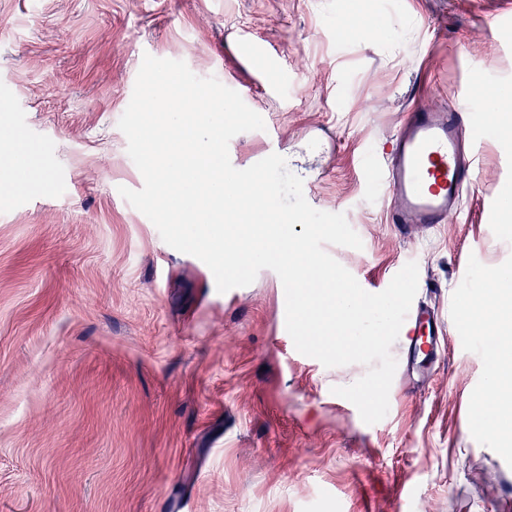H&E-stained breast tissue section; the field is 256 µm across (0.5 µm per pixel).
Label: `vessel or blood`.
<instances>
[{
    "mask_svg": "<svg viewBox=\"0 0 512 512\" xmlns=\"http://www.w3.org/2000/svg\"><path fill=\"white\" fill-rule=\"evenodd\" d=\"M256 67L259 88L280 93L286 66L280 53L248 34L238 38ZM463 111L418 109L394 139L371 148L361 161L364 182L394 201L387 211V223L397 227L410 224H444L450 215L460 213L465 186L474 181L475 170L462 150L463 133L481 134L488 115L475 92H468ZM436 312L423 305H412L400 330L409 349L432 356L436 353L434 327Z\"/></svg>",
    "mask_w": 512,
    "mask_h": 512,
    "instance_id": "1",
    "label": "vessel or blood"
}]
</instances>
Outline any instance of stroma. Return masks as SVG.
Wrapping results in <instances>:
<instances>
[{
    "mask_svg": "<svg viewBox=\"0 0 512 512\" xmlns=\"http://www.w3.org/2000/svg\"><path fill=\"white\" fill-rule=\"evenodd\" d=\"M352 9L354 36L336 22ZM499 0H0V512H512V451L473 397L493 362L477 297L512 270V129L480 138L476 188L447 223L404 236L359 154L418 108L480 85L512 114V19ZM246 31L288 63L256 88ZM237 91L275 153L362 249L328 253L368 292L408 262L439 315L428 377L396 373L365 424L327 368L281 335L284 289L261 270L218 292L118 192L144 180L118 121L144 55ZM35 161L47 190L16 168Z\"/></svg>",
    "mask_w": 512,
    "mask_h": 512,
    "instance_id": "35a3bbf8",
    "label": "stroma"
}]
</instances>
